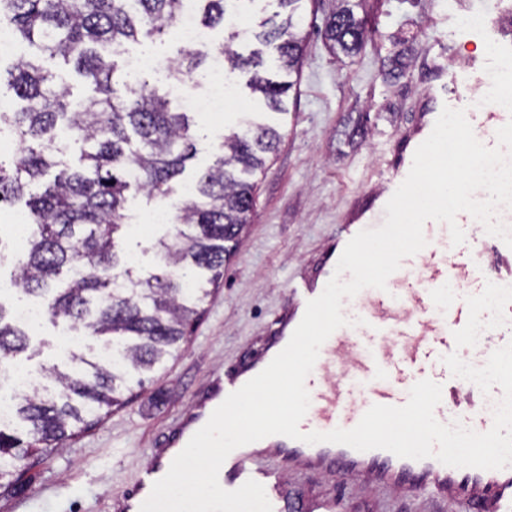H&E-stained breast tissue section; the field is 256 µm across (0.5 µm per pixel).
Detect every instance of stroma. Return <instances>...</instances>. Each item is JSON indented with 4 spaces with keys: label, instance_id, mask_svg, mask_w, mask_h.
<instances>
[{
    "label": "stroma",
    "instance_id": "stroma-1",
    "mask_svg": "<svg viewBox=\"0 0 512 512\" xmlns=\"http://www.w3.org/2000/svg\"><path fill=\"white\" fill-rule=\"evenodd\" d=\"M335 7L336 0L306 4L309 36L287 113L268 111L240 80L224 112L195 114L204 140L194 175L211 164L225 125L242 114L276 126L282 141L257 178L253 220L186 342L126 405L63 449L30 457L24 488L0 487V512H112L211 374L257 350L258 337L287 304L289 283L311 276L338 227L371 205L421 114L437 100L464 108L474 69L493 62L483 36L462 28L448 0H363L360 15L372 39L356 56L334 55L322 29ZM397 52L408 67L394 80L384 64ZM452 56L468 59L469 68L449 67ZM291 485L302 497L333 501L334 512H437L425 497H388L364 482L311 476Z\"/></svg>",
    "mask_w": 512,
    "mask_h": 512
}]
</instances>
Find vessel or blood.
I'll use <instances>...</instances> for the list:
<instances>
[{
    "label": "vessel or blood",
    "mask_w": 512,
    "mask_h": 512,
    "mask_svg": "<svg viewBox=\"0 0 512 512\" xmlns=\"http://www.w3.org/2000/svg\"><path fill=\"white\" fill-rule=\"evenodd\" d=\"M384 219L385 212L379 209L364 225H344L323 263L324 278L333 276L346 244L362 227H379ZM443 229V223L427 221L426 246L403 259L389 276L386 290L366 288L355 295L364 324L356 331L346 326L337 329L321 346L305 382L310 405L299 423L301 432L354 428L372 405H404L410 388L422 379L442 387V399L434 410L439 422L454 418L478 432L492 427V417L481 409L480 389L452 376L442 358L456 349L453 333L467 322V297L480 294L486 281L512 276V248L501 239L480 235L451 247ZM322 291L313 281L290 289L288 306L274 319L260 350L210 379L192 406L174 422L166 441L152 449L150 464L139 472L132 487L114 500L113 512H140L153 484L167 473L190 438L230 393L284 349L307 302ZM506 315L504 326L487 330L486 352L512 341V304ZM282 461L300 476L359 480L389 493H425L435 502L453 504L456 512H512V465L492 470L455 468L432 457L413 460L382 449L360 452L342 444H308L283 435L232 451L220 468L219 483L227 490L250 479L269 483L276 490L272 512H317V503L283 488L277 468Z\"/></svg>",
    "instance_id": "obj_1"
}]
</instances>
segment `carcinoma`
Returning <instances> with one entry per match:
<instances>
[{"mask_svg": "<svg viewBox=\"0 0 512 512\" xmlns=\"http://www.w3.org/2000/svg\"><path fill=\"white\" fill-rule=\"evenodd\" d=\"M199 2L205 4L201 22L214 27L224 23L228 6L252 0ZM275 2L280 11L262 20L254 37L285 80L266 75L262 53L244 57L233 49L238 30L232 26H225L218 52L227 75L251 73L246 87L271 110L285 112L294 85L289 77L299 73L304 57L305 0ZM337 2L324 37L331 51L350 56L372 31L355 14L353 0ZM182 8L183 0H0V25L30 48L6 70L8 88L26 105L0 112V128L8 127L22 145L20 155L0 159V202H24L31 226L10 278L41 299L52 323L65 322L74 335L93 336L112 351L109 363L78 345L69 351V371L44 369L53 389L39 385L15 398L18 426H0V487L20 483L25 460L100 421L101 411L120 404L131 383L143 385L141 374L179 349L186 325L210 295L204 284L223 277L228 243L251 223L252 178L265 172L281 133L259 122L224 130L213 164L184 183L199 144L187 114L171 111L145 80L131 83L104 55L141 37L174 38ZM178 54L168 73L183 83L206 55L184 48ZM45 59L74 63L91 88L93 96L79 110L69 111L70 88L55 83ZM61 130L79 146L74 167L56 142ZM132 189L173 209L168 232L154 243L162 263L147 274L128 265L124 251ZM29 347V333L0 303V364L18 363Z\"/></svg>", "mask_w": 512, "mask_h": 512, "instance_id": "cac0c4a2", "label": "carcinoma"}]
</instances>
